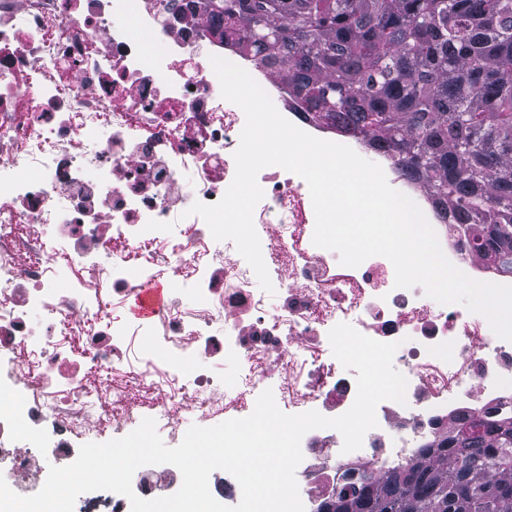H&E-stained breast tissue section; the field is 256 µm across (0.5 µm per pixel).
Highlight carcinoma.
I'll list each match as a JSON object with an SVG mask.
<instances>
[{
  "label": "carcinoma",
  "instance_id": "obj_1",
  "mask_svg": "<svg viewBox=\"0 0 512 512\" xmlns=\"http://www.w3.org/2000/svg\"><path fill=\"white\" fill-rule=\"evenodd\" d=\"M224 44L277 73L314 118L359 136L424 185L441 218L512 265V0H209ZM416 460L440 490L466 469L474 512L512 487V425L462 418ZM390 469L368 473L372 512H406Z\"/></svg>",
  "mask_w": 512,
  "mask_h": 512
}]
</instances>
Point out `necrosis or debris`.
<instances>
[{"mask_svg": "<svg viewBox=\"0 0 512 512\" xmlns=\"http://www.w3.org/2000/svg\"><path fill=\"white\" fill-rule=\"evenodd\" d=\"M214 55L311 131L275 72L226 55L205 0H0V467L12 490L43 458L68 464L88 440L133 431L144 417L130 402L136 384L164 414L193 394L206 427L248 416L249 396L267 388L294 413L344 414L356 384L331 352L340 322L398 342L406 401L378 405L359 450L343 452L333 429L304 435L305 512L366 472L407 463L462 414H512V341L463 305L395 287L385 257L353 268L315 246L300 176L278 166L257 176L253 222L274 293L232 241L188 215L224 196L245 123L220 95ZM349 146L417 204L453 265L512 285V271L480 262L466 228L444 223L386 153ZM183 221L188 231H175ZM164 275L192 279L191 297L148 330L112 317ZM228 361L246 375L225 374ZM93 416L101 431L90 439Z\"/></svg>", "mask_w": 512, "mask_h": 512, "instance_id": "obj_1", "label": "necrosis or debris"}]
</instances>
